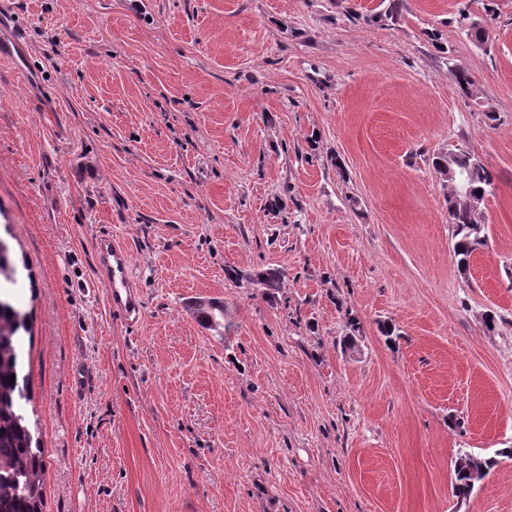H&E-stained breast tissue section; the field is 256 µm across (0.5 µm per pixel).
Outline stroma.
Listing matches in <instances>:
<instances>
[{
	"label": "stroma",
	"instance_id": "stroma-1",
	"mask_svg": "<svg viewBox=\"0 0 512 512\" xmlns=\"http://www.w3.org/2000/svg\"><path fill=\"white\" fill-rule=\"evenodd\" d=\"M380 2L0 0L43 512H512V0ZM456 148L492 178L466 269L431 163ZM273 267L270 301L246 277ZM462 451L497 460L463 501ZM100 254V280L106 289L110 306L122 314L128 324L140 321L143 313L141 297L130 277V258L125 248L112 242V235L104 233L96 243ZM190 311L197 322L206 330L217 335L224 332V303L212 298H196Z\"/></svg>",
	"mask_w": 512,
	"mask_h": 512
}]
</instances>
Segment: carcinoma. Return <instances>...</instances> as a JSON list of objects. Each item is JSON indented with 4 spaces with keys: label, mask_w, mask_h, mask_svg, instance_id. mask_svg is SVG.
Here are the masks:
<instances>
[{
    "label": "carcinoma",
    "mask_w": 512,
    "mask_h": 512,
    "mask_svg": "<svg viewBox=\"0 0 512 512\" xmlns=\"http://www.w3.org/2000/svg\"><path fill=\"white\" fill-rule=\"evenodd\" d=\"M457 24L467 35L480 40L483 30L459 12ZM432 166L442 176L448 169L462 175L473 196L484 198L492 179L468 151L458 148L432 156ZM455 189L446 197L448 223L452 225L453 252L457 265L467 267L472 254L483 245L480 231L470 212L454 201ZM19 272L9 244L0 239V277L14 280ZM286 272L267 268L255 272L251 281L262 297L273 300L283 288ZM197 322L221 336L224 332V302L198 298L190 307ZM31 332L29 313L0 299V512H43V477L45 449L42 448L37 423L30 421L23 403L29 401V378L23 373L24 359L20 342ZM494 465L465 453L454 463L453 490L459 498L469 496Z\"/></svg>",
    "instance_id": "cac0c4a2"
}]
</instances>
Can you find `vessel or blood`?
Instances as JSON below:
<instances>
[{"label": "vessel or blood", "instance_id": "vessel-or-blood-1", "mask_svg": "<svg viewBox=\"0 0 512 512\" xmlns=\"http://www.w3.org/2000/svg\"><path fill=\"white\" fill-rule=\"evenodd\" d=\"M100 254V280L110 306L122 314L128 324L140 321L143 313L141 297L130 277V258L125 248L115 244L111 234H101L96 243Z\"/></svg>", "mask_w": 512, "mask_h": 512}]
</instances>
